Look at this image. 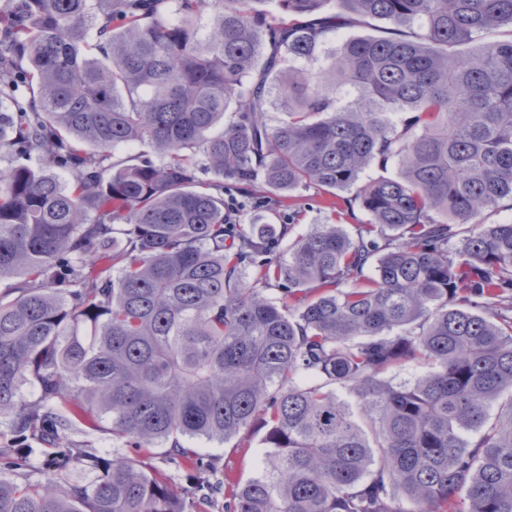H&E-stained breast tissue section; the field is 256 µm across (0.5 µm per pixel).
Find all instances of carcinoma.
<instances>
[{"label": "carcinoma", "instance_id": "carcinoma-1", "mask_svg": "<svg viewBox=\"0 0 512 512\" xmlns=\"http://www.w3.org/2000/svg\"><path fill=\"white\" fill-rule=\"evenodd\" d=\"M253 2L0 8V512H196L156 448L224 512H512V0ZM307 187L368 223L281 256L224 201ZM103 417L138 459L74 447ZM258 417L244 482L185 444ZM387 26L384 20H371L369 23L355 24L336 34V37H334L326 47L330 51H337L344 42L350 39L381 35L379 30H383V28ZM163 451L164 449L160 448L154 451L156 454L150 461L151 465L157 472L164 474L168 478H174L176 481L180 482L182 486L186 487L188 490H191L193 493L195 485L187 482L185 479V474L178 471L177 468L168 463L166 454Z\"/></svg>", "mask_w": 512, "mask_h": 512}]
</instances>
